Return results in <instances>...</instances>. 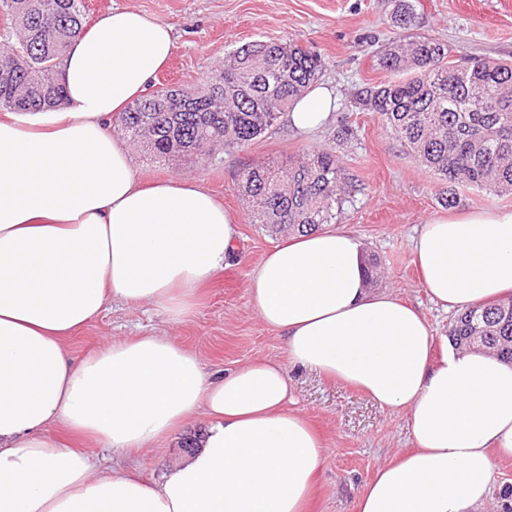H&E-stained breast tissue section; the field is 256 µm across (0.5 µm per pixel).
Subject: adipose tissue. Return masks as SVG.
Listing matches in <instances>:
<instances>
[{"mask_svg":"<svg viewBox=\"0 0 512 512\" xmlns=\"http://www.w3.org/2000/svg\"><path fill=\"white\" fill-rule=\"evenodd\" d=\"M173 46L165 22L112 10L71 42L63 106L0 119V512H307L325 444L287 407L292 367L408 413L410 450L376 470L353 512H476L494 455L512 456V366L452 347L434 357L422 312L370 288L346 228L285 239L251 274L250 303L287 363L218 375L165 336L70 358L64 338L111 302L188 317L233 256L237 216L192 180L140 182L112 131ZM335 108L318 85L288 120L311 131ZM412 256L435 305L497 302L512 293V211L430 218ZM199 418L200 448L156 482L99 470L45 434L55 424L139 450Z\"/></svg>","mask_w":512,"mask_h":512,"instance_id":"ef3b65f1","label":"adipose tissue"}]
</instances>
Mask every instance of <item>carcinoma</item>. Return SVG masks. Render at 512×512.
I'll use <instances>...</instances> for the list:
<instances>
[{"label":"carcinoma","instance_id":"cac0c4a2","mask_svg":"<svg viewBox=\"0 0 512 512\" xmlns=\"http://www.w3.org/2000/svg\"><path fill=\"white\" fill-rule=\"evenodd\" d=\"M0 111L42 112L64 102L59 74L70 40L86 26L85 0H0ZM392 26L409 30L410 0H396ZM448 44L407 35L388 44L377 65L393 75L353 95L356 108L379 115L406 152L456 188L512 193V62L450 59ZM322 57L295 43L252 41L225 57L201 85L162 86L117 116L114 132L161 165L214 162L273 130L283 112L318 82ZM252 223L275 233H305L336 223L349 183L329 148L307 150L283 166L265 161L238 174ZM448 341L489 350L512 364V298L475 305L448 322Z\"/></svg>","mask_w":512,"mask_h":512}]
</instances>
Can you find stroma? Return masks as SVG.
<instances>
[{"instance_id": "stroma-1", "label": "stroma", "mask_w": 512, "mask_h": 512, "mask_svg": "<svg viewBox=\"0 0 512 512\" xmlns=\"http://www.w3.org/2000/svg\"><path fill=\"white\" fill-rule=\"evenodd\" d=\"M415 31L448 44L454 58L481 56L512 60V0H413ZM89 22L113 9H133L173 29L170 62L157 81L192 86L224 61L227 53L254 40H291L317 51L325 62L321 81L334 88L338 106L328 122L310 133L292 129L287 120L241 150H230L212 164L183 162L163 166L132 151V166L145 182L173 177L192 179L240 219L237 252L224 271L202 288L193 313L174 321L150 304L107 308L67 337L74 359L113 340L169 336L194 350L208 371L220 372L255 359L286 361L282 338L258 320L248 297L253 268L280 242V235L252 223L237 187L241 164L251 160L285 163L313 147L331 146L353 174L337 224L354 231L366 254L378 260L373 286L393 292L425 315L435 336H445L449 312L435 306L421 285L410 248L414 228L432 216L466 214L480 209L512 211V194L494 196L459 188L457 202L445 206L447 185L405 153L385 130L379 116L350 104L355 88L386 80L375 54L399 34L392 27L393 0H85ZM352 134L338 143L342 125ZM290 409L306 415L326 444L318 490L310 512H352L354 499L374 472L410 446L406 411L379 407L362 393L307 370H291ZM49 436L69 440L101 468H138L160 479L181 460L187 440L201 438L196 420L136 455L117 453L95 440L71 438L56 426Z\"/></svg>"}]
</instances>
